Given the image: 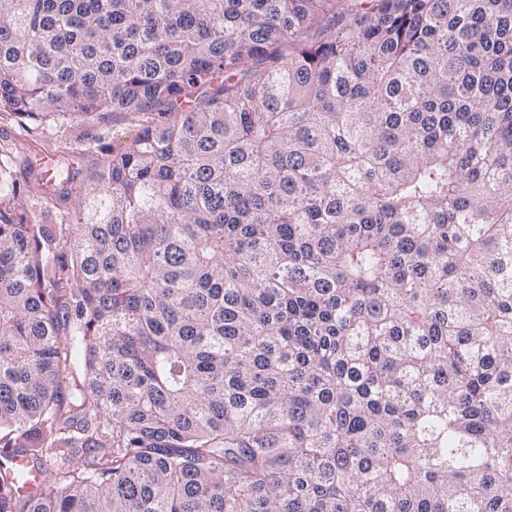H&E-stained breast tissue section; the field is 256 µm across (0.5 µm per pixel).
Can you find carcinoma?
Wrapping results in <instances>:
<instances>
[{
	"label": "carcinoma",
	"instance_id": "carcinoma-1",
	"mask_svg": "<svg viewBox=\"0 0 512 512\" xmlns=\"http://www.w3.org/2000/svg\"><path fill=\"white\" fill-rule=\"evenodd\" d=\"M4 122L0 512H512V0H0ZM139 129L136 119L123 112H109L104 119H94L88 122H78L65 126L57 136L48 137L41 134V130H33L32 137L38 142V150H43V156L54 154L61 145L73 148H82L81 144L87 138L103 136L105 142L112 143L113 138H120V141L129 142L135 137ZM56 138L58 140L56 141ZM64 143V144H63ZM40 148V149H39Z\"/></svg>",
	"mask_w": 512,
	"mask_h": 512
}]
</instances>
